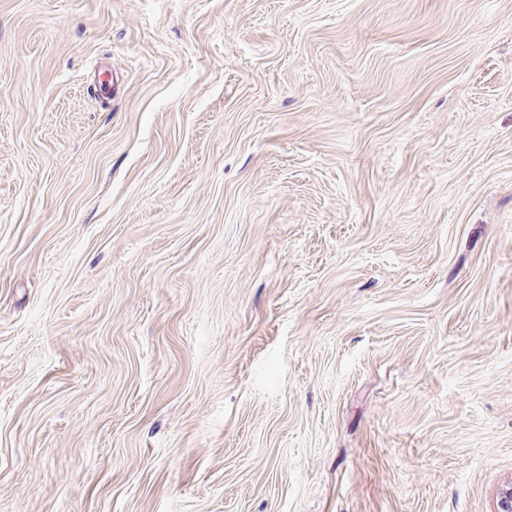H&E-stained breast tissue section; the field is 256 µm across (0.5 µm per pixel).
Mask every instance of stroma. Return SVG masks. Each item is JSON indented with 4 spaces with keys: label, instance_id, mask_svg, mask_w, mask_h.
Masks as SVG:
<instances>
[{
    "label": "stroma",
    "instance_id": "35a3bbf8",
    "mask_svg": "<svg viewBox=\"0 0 512 512\" xmlns=\"http://www.w3.org/2000/svg\"><path fill=\"white\" fill-rule=\"evenodd\" d=\"M512 0H0V512H494Z\"/></svg>",
    "mask_w": 512,
    "mask_h": 512
}]
</instances>
